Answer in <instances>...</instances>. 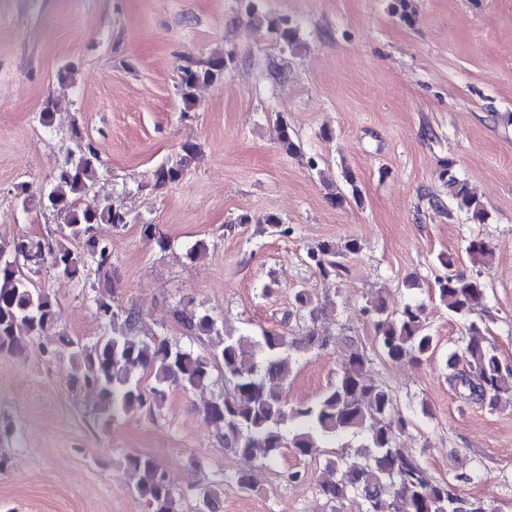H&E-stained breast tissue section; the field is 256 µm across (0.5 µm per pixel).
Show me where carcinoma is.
Listing matches in <instances>:
<instances>
[{"mask_svg":"<svg viewBox=\"0 0 512 512\" xmlns=\"http://www.w3.org/2000/svg\"><path fill=\"white\" fill-rule=\"evenodd\" d=\"M268 27L282 48L290 52L300 48L298 29L289 19L272 20ZM231 61L232 54L226 52L206 60H183L178 92L186 109L198 105L196 88L221 80ZM279 142L289 154L301 150L295 132L283 120ZM196 152L194 145L183 146L178 160L155 170V185L178 181ZM99 166L97 151L79 144L58 165L52 181L35 191L20 185L17 198L23 209L52 213L63 224V236L53 243L26 239L0 245V353L19 352L39 336H53L52 353L76 360L70 386L96 394L92 415L101 427L119 416L158 410L171 389L204 387L218 370L227 392L209 402L205 414L219 430L224 448L236 455L275 464L288 451L310 457L331 440L360 438L357 449L326 460L319 490L332 504V512L351 495L361 501L362 512H388L398 502L404 512H493L481 498L453 493L447 482L428 473L417 456L399 448L397 433L406 431L410 420L399 413L393 393L366 376L368 359L355 345H349L335 383L312 401L288 402L284 386L297 357L337 340L316 326L326 304L306 289L294 295L296 311L309 322L300 334L280 330L242 334L226 327L221 316L189 305L175 310L174 318L192 335L208 338L212 347H184L163 334L140 329V312L115 299L112 243L94 232L98 224H127L128 212L111 203L79 205L96 181ZM440 178L448 183L456 207L473 222L483 223L484 204L456 176L453 162L444 165ZM359 251L355 240L324 242L309 251L308 258L327 278L341 267L342 259ZM47 257L57 273L88 284L93 293L96 316L109 328L93 342H82L59 327L57 301L33 279L36 267ZM438 260L447 273L437 278L436 293L448 314L463 323L467 336L464 364L452 366L448 382L464 400L495 408L503 398L512 399V365L486 343V326L477 318L485 301L484 284L458 269L453 256ZM361 312L372 321L378 349L388 360L422 363L437 352L421 305L409 303L391 312L376 291ZM124 467L134 478L133 489L145 501L147 512H178L186 498L196 501V512L221 510L215 491H177L167 470L151 456L129 455Z\"/></svg>","mask_w":512,"mask_h":512,"instance_id":"obj_1","label":"carcinoma"}]
</instances>
